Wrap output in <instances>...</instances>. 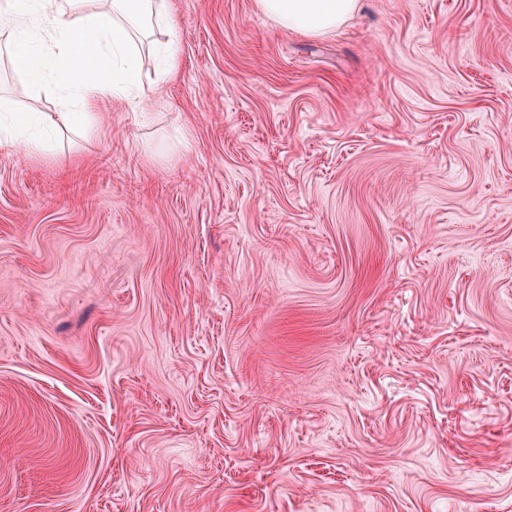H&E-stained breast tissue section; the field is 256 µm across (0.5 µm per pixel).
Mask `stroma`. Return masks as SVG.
<instances>
[{
    "label": "stroma",
    "instance_id": "obj_1",
    "mask_svg": "<svg viewBox=\"0 0 512 512\" xmlns=\"http://www.w3.org/2000/svg\"><path fill=\"white\" fill-rule=\"evenodd\" d=\"M175 6L0 147V512H512V0ZM358 0H257L259 9L283 29L308 37L336 32L358 7Z\"/></svg>",
    "mask_w": 512,
    "mask_h": 512
}]
</instances>
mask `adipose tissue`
<instances>
[{"label": "adipose tissue", "mask_w": 512, "mask_h": 512, "mask_svg": "<svg viewBox=\"0 0 512 512\" xmlns=\"http://www.w3.org/2000/svg\"><path fill=\"white\" fill-rule=\"evenodd\" d=\"M283 29L334 33L358 0H257ZM181 25L171 0H0V57L25 77L32 97L53 95L64 110L20 109L0 96V147L24 145L36 158L71 132L89 138L97 108L115 99L163 104L180 68ZM153 65L144 70L141 49Z\"/></svg>", "instance_id": "1"}]
</instances>
